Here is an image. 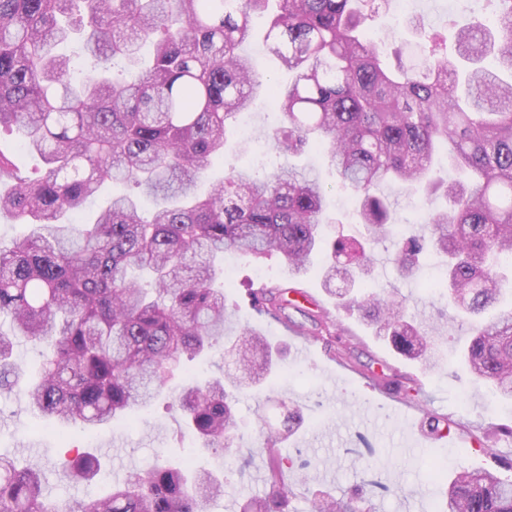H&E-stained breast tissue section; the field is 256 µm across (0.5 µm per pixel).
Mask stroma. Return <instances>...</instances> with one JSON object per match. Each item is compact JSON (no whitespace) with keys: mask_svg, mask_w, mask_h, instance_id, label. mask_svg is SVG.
Here are the masks:
<instances>
[{"mask_svg":"<svg viewBox=\"0 0 512 512\" xmlns=\"http://www.w3.org/2000/svg\"><path fill=\"white\" fill-rule=\"evenodd\" d=\"M452 19L463 24H485L489 16L470 13L460 0H410L404 8L391 0L370 21L369 29L378 40L402 36L404 49L409 52L422 43L425 34L446 31ZM418 20L423 21V28H415ZM282 120L280 112L264 99H257L242 120L236 121L224 158L207 172L206 181L217 180L234 167L251 169L260 176L286 163L314 170L327 188L330 217L343 222L345 233H354L357 218L352 200L339 186L327 156L305 153L288 159L275 153L270 135ZM378 193L392 202L393 221L402 230H419L432 207L422 194L395 184L381 186ZM387 248L383 242L374 249L372 288L398 289L408 299L407 315L428 323L440 320L439 310H447L445 328L456 340L465 341L468 323L449 309L447 299L422 286L423 278L437 273L439 257L429 258L420 279L403 281L388 261ZM230 279L233 286L226 291L228 334H236L245 326L257 329L280 346L284 361L291 368L289 374L272 378L265 387L238 394L234 449L216 454L198 450L195 439L180 429L177 414L166 410L161 399L91 437L77 428L60 434L40 433L34 428L23 397L12 393L0 395V453L19 455L40 466L47 500L55 506L103 495L110 484L149 467L157 456L177 460L191 453L198 465L223 474L226 481L224 496L212 504L211 512H234L236 500L262 495L265 490L264 468L257 462L242 467L240 457L248 449L262 445L265 432L259 417L265 414L272 423H279L284 413L280 402L285 399L301 406L304 422L281 443V451L286 456L302 453L310 462L305 473L293 468L286 474L295 493L296 512H309L310 499L316 491L340 498L358 488L363 489L374 512H429L443 490L442 482L429 477L430 465L436 459L446 460L452 472L481 468L512 479L511 438L498 441L494 455L478 450L470 440L471 432L490 424H511L512 403L488 401L486 386L475 382L458 362L434 372L420 362L397 355L377 340L357 315L336 307L316 273L295 279L272 259L260 266L241 262ZM266 284L288 287L287 298L293 303L288 310L289 321L259 316L250 305L247 287ZM322 311L330 312L340 323L342 342L326 335H297V325ZM382 373L418 380L422 386L419 400L409 402L374 385L373 376ZM426 413L449 418L446 439L433 442L420 434L417 421ZM74 448L101 456L103 467L92 481L75 483L63 476L60 463ZM368 453L378 460L381 487L363 483L358 457Z\"/></svg>","mask_w":512,"mask_h":512,"instance_id":"obj_1","label":"stroma"}]
</instances>
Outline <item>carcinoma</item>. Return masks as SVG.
<instances>
[{
    "label": "carcinoma",
    "mask_w": 512,
    "mask_h": 512,
    "mask_svg": "<svg viewBox=\"0 0 512 512\" xmlns=\"http://www.w3.org/2000/svg\"><path fill=\"white\" fill-rule=\"evenodd\" d=\"M276 2L264 35L293 81L271 90L283 115L275 150L305 146L327 155L355 199L365 236L324 224L326 188L313 174L282 167L258 177L233 169L198 193L213 161L224 158L228 128L259 87L241 52L251 20ZM383 0H0V129L20 130L43 169L31 176L0 151V215L29 227L0 248V390H17L53 429L94 433L151 404L181 370L226 338L224 269L235 251L255 261L278 257L295 277L313 260L336 304L353 310L399 355L440 367L447 330L405 315L396 292L366 288L372 245L392 242L401 276L414 277L431 250L447 257L440 295L471 319L463 360L494 396L512 400V311L491 319L512 263V0H487L496 28L461 26L452 53L437 39L417 64L398 61L369 38L367 22ZM148 69L138 68L143 45ZM494 57L488 66L485 59ZM104 182L131 183L161 200L148 217L136 199L117 195L93 224H72ZM387 182L442 197L420 230L398 234L389 204L375 194ZM344 284L332 287L335 280ZM288 289L251 293L261 314L279 318ZM42 348L39 370L26 373L16 339ZM282 357L268 339L244 328L234 367L203 385L182 374L171 406L204 449L233 447L232 391L257 384ZM410 400L421 387L375 377ZM303 421L287 409L281 429ZM265 436L263 496L238 512H294L279 450ZM78 482L100 462L80 454L63 465ZM224 494L220 475L193 458L163 459L94 499L63 509L44 502L42 472L0 456V512H207ZM360 493L319 494L312 512H362ZM434 512H512V482L461 471Z\"/></svg>",
    "instance_id": "obj_1"
}]
</instances>
